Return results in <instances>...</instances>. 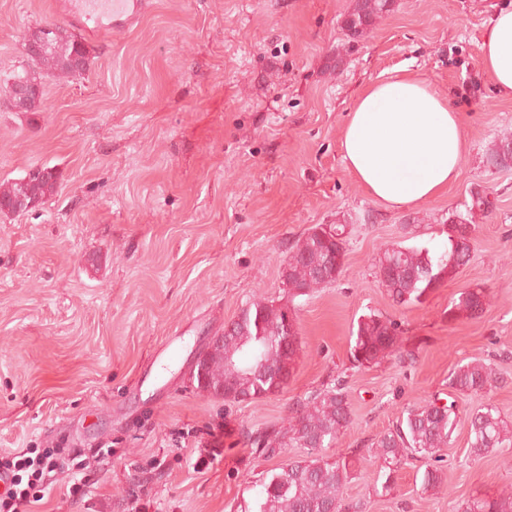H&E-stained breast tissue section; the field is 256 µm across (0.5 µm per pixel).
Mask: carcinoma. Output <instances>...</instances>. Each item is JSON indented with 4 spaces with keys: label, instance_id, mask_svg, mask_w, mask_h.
I'll return each mask as SVG.
<instances>
[{
    "label": "carcinoma",
    "instance_id": "carcinoma-1",
    "mask_svg": "<svg viewBox=\"0 0 512 512\" xmlns=\"http://www.w3.org/2000/svg\"><path fill=\"white\" fill-rule=\"evenodd\" d=\"M391 0H356L345 25L350 35L361 37L377 20L390 11ZM80 56L85 68L75 73L72 58ZM27 66L3 80L6 99L15 94V80L30 79L45 84L47 78L82 79L90 68L89 51L83 38L52 42L36 55H26ZM512 162V139L497 141L489 149L488 163ZM57 189V176L49 167L36 175L0 184V202H40ZM491 212L480 194L471 196L465 212L448 218L452 235L446 244L436 247H385L376 259V268L384 271L382 285L399 305L419 303L444 277H453L470 259L472 219ZM345 225H320L311 229L291 247L283 271V285L289 301L308 296L339 278L346 252ZM486 294L480 288L461 291L448 304V320L463 315L476 316L484 310ZM295 322L294 309L275 305L264 298L247 303L224 335V345L206 352L196 365L193 379L206 381L209 388L224 384L260 400L283 388L276 381L280 373L289 377L297 349L281 346L287 325ZM400 350L398 323L370 313L360 316L352 331L350 356L357 366H369ZM488 365L473 359L448 374V388L460 395L477 394L492 386ZM352 410L343 388L330 387L309 395L292 410L287 424L267 430L252 440V445L271 457L288 446L307 448V456L290 460L267 471L261 489L238 512H344L341 490L351 479V464L346 458H330L317 449L332 447L352 425ZM459 422L456 401L439 406L434 402L405 410L392 428L371 444L373 458L384 478L381 492L389 493L393 475L408 458L426 462L421 488L426 491L444 483L441 451L448 447ZM469 453L480 459L496 448L512 443V424L502 418L498 408L486 403L467 415ZM462 512H512V493L497 498H473L464 502Z\"/></svg>",
    "mask_w": 512,
    "mask_h": 512
}]
</instances>
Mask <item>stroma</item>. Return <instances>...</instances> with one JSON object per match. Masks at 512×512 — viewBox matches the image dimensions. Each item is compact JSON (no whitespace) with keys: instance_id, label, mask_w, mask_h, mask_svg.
<instances>
[{"instance_id":"obj_1","label":"stroma","mask_w":512,"mask_h":512,"mask_svg":"<svg viewBox=\"0 0 512 512\" xmlns=\"http://www.w3.org/2000/svg\"><path fill=\"white\" fill-rule=\"evenodd\" d=\"M134 30L88 40L84 79L48 80L37 112L0 110V183L53 168L56 192L0 215V455L100 450L70 493L50 473L29 512H233L257 480L305 456L256 452L310 394L342 384L354 422L330 457L353 463L347 505L363 512H458L512 489V447L481 460L458 426L446 483L422 491L408 460L378 495L369 448L401 412L448 396V374L480 358L501 381L460 399L512 422V168L486 164L512 138V98L482 70L477 47L503 0H393L364 36L344 20L355 0H152ZM53 0H0V76L24 62L29 28L65 25ZM420 75L461 114L467 152L448 192L418 206L368 197L346 171L340 133L361 89ZM475 249L422 302L389 298L374 259L386 245L445 241L472 194ZM318 224L345 227L339 279L289 299L282 272ZM484 288L480 316L448 303ZM293 303L299 353L287 385L227 402L190 378L211 336L255 297ZM374 312L400 325V351L354 367L353 327Z\"/></svg>"}]
</instances>
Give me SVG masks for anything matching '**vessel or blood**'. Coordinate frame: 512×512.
<instances>
[{"label": "vessel or blood", "instance_id": "1", "mask_svg": "<svg viewBox=\"0 0 512 512\" xmlns=\"http://www.w3.org/2000/svg\"><path fill=\"white\" fill-rule=\"evenodd\" d=\"M57 10L86 38L135 25L150 8L149 0H58Z\"/></svg>", "mask_w": 512, "mask_h": 512}]
</instances>
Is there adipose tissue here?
Masks as SVG:
<instances>
[{
  "label": "adipose tissue",
  "instance_id": "obj_1",
  "mask_svg": "<svg viewBox=\"0 0 512 512\" xmlns=\"http://www.w3.org/2000/svg\"><path fill=\"white\" fill-rule=\"evenodd\" d=\"M478 55L495 89L512 97V6L496 12ZM340 147L347 171L369 197L401 207L446 193L461 173L466 143L448 99L404 73L359 93Z\"/></svg>",
  "mask_w": 512,
  "mask_h": 512
}]
</instances>
